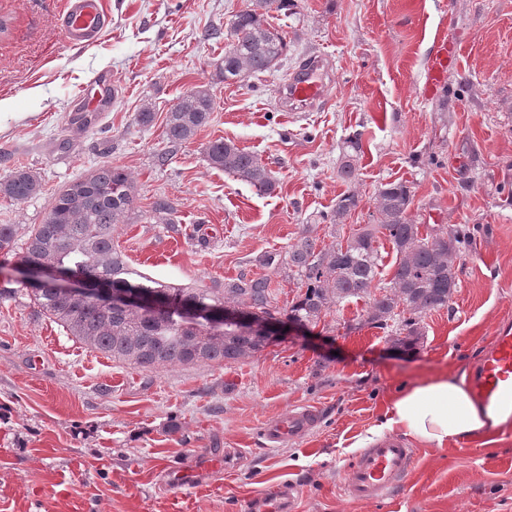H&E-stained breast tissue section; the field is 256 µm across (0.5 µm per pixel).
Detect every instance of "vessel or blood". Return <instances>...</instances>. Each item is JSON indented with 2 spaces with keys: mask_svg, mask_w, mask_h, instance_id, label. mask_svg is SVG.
<instances>
[{
  "mask_svg": "<svg viewBox=\"0 0 512 512\" xmlns=\"http://www.w3.org/2000/svg\"><path fill=\"white\" fill-rule=\"evenodd\" d=\"M110 21L106 0H65L60 15V29L65 41L74 47L95 45ZM458 49L453 42H442L431 58L427 89L437 87L448 68L458 61ZM294 108L304 109L323 100L326 76L316 65L296 69L279 89ZM79 101L88 112H104L112 106V75L98 72L83 87ZM470 396L499 422L490 426L496 434L512 428V330H499L487 346L481 360L467 380ZM316 422L315 411L300 408L287 412L263 431L264 439L278 445L311 430ZM415 454L405 441L383 438L363 449L348 467L344 484L346 495L356 501H381L394 496L402 487L414 465ZM220 459L210 458L200 465L179 464L167 467L165 475L170 488L181 489L198 482L201 470H215ZM295 489L288 486L271 498L257 499L255 512H294Z\"/></svg>",
  "mask_w": 512,
  "mask_h": 512,
  "instance_id": "1",
  "label": "vessel or blood"
}]
</instances>
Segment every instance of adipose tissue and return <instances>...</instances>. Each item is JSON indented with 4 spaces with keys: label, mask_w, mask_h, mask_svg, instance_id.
Returning <instances> with one entry per match:
<instances>
[{
    "label": "adipose tissue",
    "mask_w": 512,
    "mask_h": 512,
    "mask_svg": "<svg viewBox=\"0 0 512 512\" xmlns=\"http://www.w3.org/2000/svg\"><path fill=\"white\" fill-rule=\"evenodd\" d=\"M397 431L437 448L484 435L486 421L457 377L442 374L401 393L372 435Z\"/></svg>",
    "instance_id": "1"
}]
</instances>
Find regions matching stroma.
Segmentation results:
<instances>
[{"mask_svg": "<svg viewBox=\"0 0 512 512\" xmlns=\"http://www.w3.org/2000/svg\"><path fill=\"white\" fill-rule=\"evenodd\" d=\"M110 3L102 38L78 49L58 30L64 0H0V178L24 166L42 179L34 198L0 197V224L43 223L62 186L108 161L137 191L135 214L112 232L132 268L198 288L267 276L282 307L298 282L266 256L306 229L330 244L324 218L350 192L360 204L347 227L374 223L377 190L402 182L421 235L457 229L468 246L448 307L423 315L419 341L400 351L394 328L365 324L364 297L257 357L145 371L87 349L26 295L0 298V512H249L288 485L296 512H512V434L442 449L413 439L415 470L394 498L356 503L343 490L357 443L402 391L467 375L512 323V0H297L296 15L266 16L288 42L282 66L229 85L216 66L248 0ZM446 39L459 60L424 95ZM313 56L330 68L325 99L287 111L279 87ZM104 69L112 109L82 125L77 96ZM201 85L215 100L209 123L159 164L168 110ZM146 104L155 119L144 128ZM356 133L346 182L337 169ZM218 138L261 158L275 192L211 167L204 149ZM159 198L172 212L153 210ZM302 407L317 411L315 427L269 445L263 427ZM228 449L229 470L198 489L173 495L159 482L166 463ZM60 474L64 499L52 491Z\"/></svg>", "mask_w": 512, "mask_h": 512, "instance_id": "1", "label": "stroma"}]
</instances>
